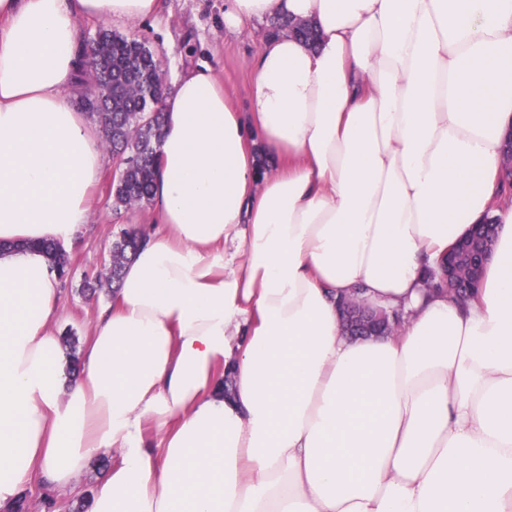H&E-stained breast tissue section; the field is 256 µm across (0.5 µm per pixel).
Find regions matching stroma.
<instances>
[{"label": "stroma", "instance_id": "1", "mask_svg": "<svg viewBox=\"0 0 512 512\" xmlns=\"http://www.w3.org/2000/svg\"><path fill=\"white\" fill-rule=\"evenodd\" d=\"M165 4L159 18L116 24L113 32L146 42L161 61L166 83H173L189 66L210 65L239 110H247V86L265 25L228 38L224 35V0H165ZM115 176L113 162H106L82 241L67 252L72 277L62 289L59 315L52 325L57 336H74L82 346L90 338L100 307L112 298L106 291L94 299L85 297L80 291L84 278L95 276L108 264L112 243L123 229H148L156 222L147 204L113 209L110 193ZM102 474L97 461H90L68 496L32 482L25 490L27 512H71L80 498L92 493Z\"/></svg>", "mask_w": 512, "mask_h": 512}]
</instances>
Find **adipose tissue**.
Wrapping results in <instances>:
<instances>
[{
  "mask_svg": "<svg viewBox=\"0 0 512 512\" xmlns=\"http://www.w3.org/2000/svg\"><path fill=\"white\" fill-rule=\"evenodd\" d=\"M161 6L0 0V512L105 453L90 512H512V0H226L227 32L318 42L263 37L244 113L211 68L178 77L160 228L69 379L39 245L79 240L105 162L79 23ZM489 219L479 288L427 292ZM353 292L402 330L346 335Z\"/></svg>",
  "mask_w": 512,
  "mask_h": 512,
  "instance_id": "obj_1",
  "label": "adipose tissue"
}]
</instances>
